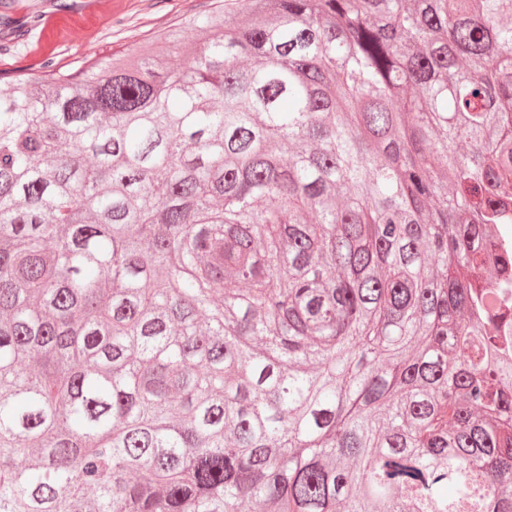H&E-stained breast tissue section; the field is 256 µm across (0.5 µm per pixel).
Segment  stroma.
Here are the masks:
<instances>
[{"label": "stroma", "instance_id": "35a3bbf8", "mask_svg": "<svg viewBox=\"0 0 512 512\" xmlns=\"http://www.w3.org/2000/svg\"><path fill=\"white\" fill-rule=\"evenodd\" d=\"M212 0H0V88L44 60L66 67L113 47H145L159 30Z\"/></svg>", "mask_w": 512, "mask_h": 512}]
</instances>
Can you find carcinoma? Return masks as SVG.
<instances>
[{"instance_id":"obj_1","label":"carcinoma","mask_w":512,"mask_h":512,"mask_svg":"<svg viewBox=\"0 0 512 512\" xmlns=\"http://www.w3.org/2000/svg\"><path fill=\"white\" fill-rule=\"evenodd\" d=\"M500 224L512 0H218L14 77L0 512H512Z\"/></svg>"}]
</instances>
